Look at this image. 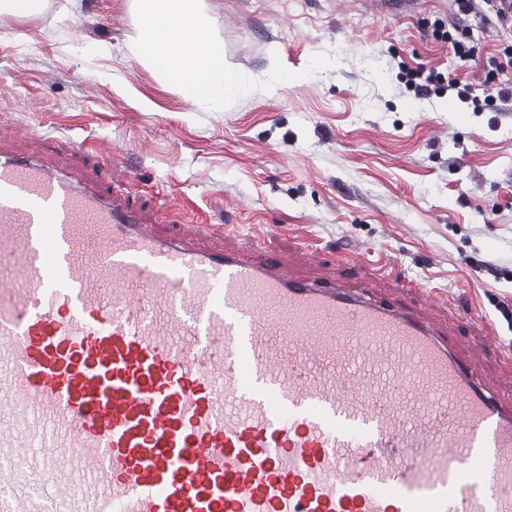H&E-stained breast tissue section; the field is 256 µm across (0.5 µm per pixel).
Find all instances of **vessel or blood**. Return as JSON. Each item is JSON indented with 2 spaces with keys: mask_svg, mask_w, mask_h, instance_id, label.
Instances as JSON below:
<instances>
[{
  "mask_svg": "<svg viewBox=\"0 0 512 512\" xmlns=\"http://www.w3.org/2000/svg\"><path fill=\"white\" fill-rule=\"evenodd\" d=\"M209 235L0 152V512H512V408L441 302Z\"/></svg>",
  "mask_w": 512,
  "mask_h": 512,
  "instance_id": "b4317fda",
  "label": "vessel or blood"
}]
</instances>
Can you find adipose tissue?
Instances as JSON below:
<instances>
[{"label":"adipose tissue","mask_w":512,"mask_h":512,"mask_svg":"<svg viewBox=\"0 0 512 512\" xmlns=\"http://www.w3.org/2000/svg\"><path fill=\"white\" fill-rule=\"evenodd\" d=\"M139 23L130 51L173 82L189 101H221L248 84L211 34L202 0H136Z\"/></svg>","instance_id":"1"}]
</instances>
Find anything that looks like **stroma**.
I'll list each match as a JSON object with an SVG mask.
<instances>
[{"mask_svg": "<svg viewBox=\"0 0 512 512\" xmlns=\"http://www.w3.org/2000/svg\"><path fill=\"white\" fill-rule=\"evenodd\" d=\"M224 56L251 83L224 103L187 101L128 50L134 0H48L0 12V125L26 122L115 164L112 188L165 194L167 223L207 215L268 248L367 257L371 293L477 307L496 337L476 379L512 403V104L475 110L501 40L468 17L459 65L435 22L452 0H204ZM441 75L415 95L405 67ZM470 85L471 99L448 87ZM454 112H446V105ZM439 32V29H434L433 36L441 37L448 42L449 50L459 62L467 63L476 57L479 48L474 40L472 29L468 25L455 23L451 30L448 28V30L442 31L441 36Z\"/></svg>", "mask_w": 512, "mask_h": 512, "instance_id": "35a3bbf8", "label": "stroma"}]
</instances>
